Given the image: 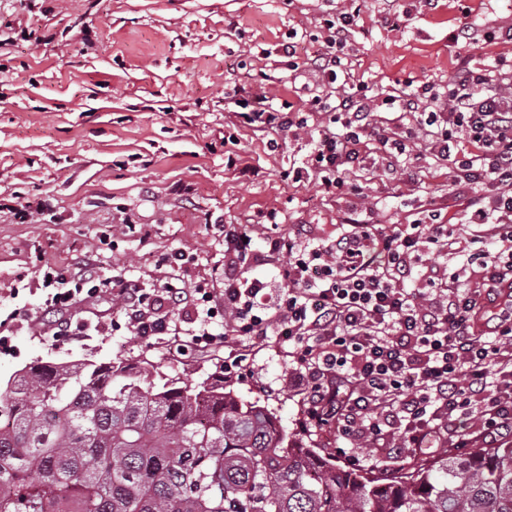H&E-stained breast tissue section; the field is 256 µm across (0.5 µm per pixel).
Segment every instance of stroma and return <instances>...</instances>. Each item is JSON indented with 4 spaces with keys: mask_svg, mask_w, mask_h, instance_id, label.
Instances as JSON below:
<instances>
[{
    "mask_svg": "<svg viewBox=\"0 0 512 512\" xmlns=\"http://www.w3.org/2000/svg\"><path fill=\"white\" fill-rule=\"evenodd\" d=\"M358 10L343 53L351 84L397 94L414 77L444 89L458 68L448 33L474 32L472 66L512 67V0H335ZM326 0H0V313L15 319L0 345V380L34 360L149 361L191 382L223 378L224 352H170L172 339L137 341L113 322L111 294L79 314L81 332L65 347L38 334L56 317L45 306L43 264L70 268L93 252L103 271L142 278L161 255L197 256L182 271L190 283L214 274L224 247L211 224H247L255 239L311 227L335 239L349 205L286 173L302 164L308 133L237 128L224 139L238 100L265 91L274 106L301 107L315 76L306 63L324 37ZM296 43L304 66L289 70L283 44ZM258 169L251 180L226 167L227 155ZM454 172L424 153L400 158L394 178L356 169L361 207L374 224H404L430 208L425 184ZM47 205L50 221L18 223L15 197ZM19 295H12V288ZM249 372L229 386L267 407L288 434L334 457L343 468L392 478L415 465L381 448L378 464L337 456L334 429L306 430L303 403L291 386L293 359L270 336L250 350Z\"/></svg>",
    "mask_w": 512,
    "mask_h": 512,
    "instance_id": "obj_1",
    "label": "stroma"
}]
</instances>
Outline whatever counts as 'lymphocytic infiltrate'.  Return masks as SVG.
Instances as JSON below:
<instances>
[{
	"mask_svg": "<svg viewBox=\"0 0 512 512\" xmlns=\"http://www.w3.org/2000/svg\"><path fill=\"white\" fill-rule=\"evenodd\" d=\"M356 18L341 10L324 19L326 47L311 64L320 82L303 103L304 116L274 109L262 91L239 100L233 123L294 136L315 128L293 180L313 177L326 193L355 196L361 189L346 174L367 134H376L390 176L395 157L410 149L408 133L420 132V150L456 172L448 193L473 228L467 245L436 215L372 224L353 204L328 243L297 233L258 245L244 225H222V270L187 286L163 263L144 286L90 260L66 271L50 266L46 305L57 315L58 335L68 336L74 311L111 290L126 329L144 342L176 336L183 314L200 309L204 319L178 341V352L227 347L224 374L235 378L244 374L247 348L276 337L292 348L306 424L335 427L344 440L377 448L394 441L413 455L443 444L493 445L512 432V92L494 86L489 70L465 65L444 92L408 80L398 96H379L364 82L332 96L347 77L337 49ZM384 104L400 108L389 126L378 115ZM462 183L468 192L459 191ZM453 250L466 268H479L477 290L463 288L462 269L444 262ZM429 254L436 263L424 264ZM267 265L276 268L280 290L257 276ZM462 420L476 421V430L458 431Z\"/></svg>",
	"mask_w": 512,
	"mask_h": 512,
	"instance_id": "obj_1",
	"label": "lymphocytic infiltrate"
}]
</instances>
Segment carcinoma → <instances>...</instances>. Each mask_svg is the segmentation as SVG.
Instances as JSON below:
<instances>
[{"label":"carcinoma","mask_w":512,"mask_h":512,"mask_svg":"<svg viewBox=\"0 0 512 512\" xmlns=\"http://www.w3.org/2000/svg\"><path fill=\"white\" fill-rule=\"evenodd\" d=\"M0 413V512H512V441L369 477L216 379L32 361Z\"/></svg>","instance_id":"cac0c4a2"}]
</instances>
